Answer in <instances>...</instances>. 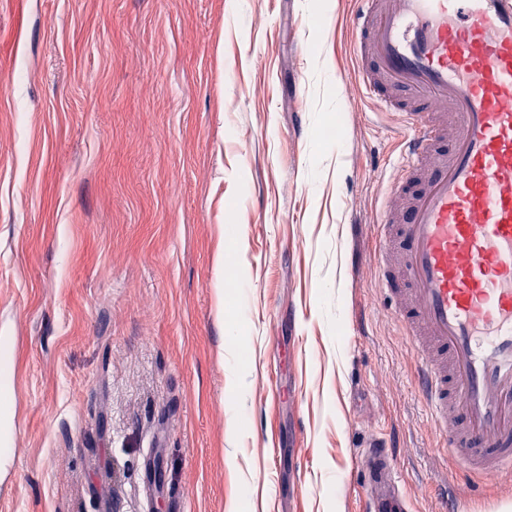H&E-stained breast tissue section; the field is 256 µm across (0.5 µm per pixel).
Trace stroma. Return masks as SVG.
I'll return each mask as SVG.
<instances>
[{
	"mask_svg": "<svg viewBox=\"0 0 512 512\" xmlns=\"http://www.w3.org/2000/svg\"><path fill=\"white\" fill-rule=\"evenodd\" d=\"M357 8L0 0V512H365L382 435L410 512H512L381 293Z\"/></svg>",
	"mask_w": 512,
	"mask_h": 512,
	"instance_id": "obj_1",
	"label": "stroma"
}]
</instances>
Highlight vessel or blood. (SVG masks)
Returning <instances> with one entry per match:
<instances>
[{"mask_svg": "<svg viewBox=\"0 0 512 512\" xmlns=\"http://www.w3.org/2000/svg\"><path fill=\"white\" fill-rule=\"evenodd\" d=\"M365 95L399 113L379 279L463 481L512 480V0H360ZM367 512H408L386 440Z\"/></svg>", "mask_w": 512, "mask_h": 512, "instance_id": "vessel-or-blood-1", "label": "vessel or blood"}]
</instances>
